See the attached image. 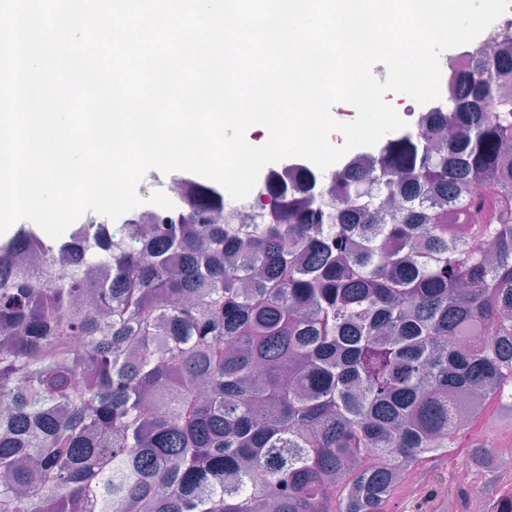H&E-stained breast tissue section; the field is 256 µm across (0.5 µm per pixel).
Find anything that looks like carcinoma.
Listing matches in <instances>:
<instances>
[{
    "label": "carcinoma",
    "mask_w": 512,
    "mask_h": 512,
    "mask_svg": "<svg viewBox=\"0 0 512 512\" xmlns=\"http://www.w3.org/2000/svg\"><path fill=\"white\" fill-rule=\"evenodd\" d=\"M511 71L478 51L375 167L330 174L333 208L312 176L242 235L207 192L65 280L1 247L0 512H386L421 460L488 453L456 451V413L512 408Z\"/></svg>",
    "instance_id": "1"
}]
</instances>
